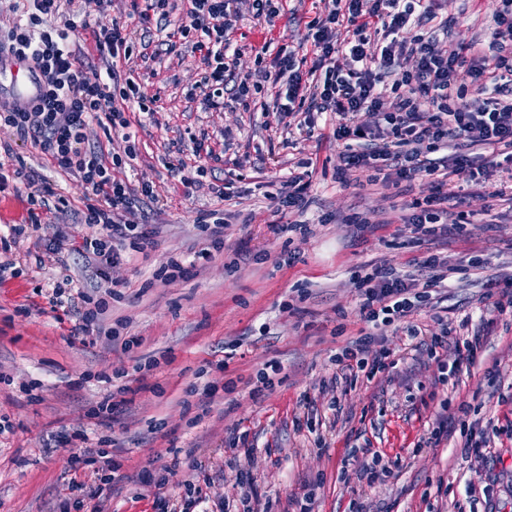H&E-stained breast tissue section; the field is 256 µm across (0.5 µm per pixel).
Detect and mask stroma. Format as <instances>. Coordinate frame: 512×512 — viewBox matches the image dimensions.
<instances>
[{"label":"stroma","instance_id":"stroma-1","mask_svg":"<svg viewBox=\"0 0 512 512\" xmlns=\"http://www.w3.org/2000/svg\"><path fill=\"white\" fill-rule=\"evenodd\" d=\"M329 7L328 0H287L285 16L271 28L245 16L232 33L242 49L239 71H254L256 51L270 37L306 51L301 17L326 16ZM499 7L498 0H441V16L452 22L449 42L488 44ZM133 66L159 92L161 108L133 126L139 159L128 178L134 184L153 181L160 201L150 207L149 221L157 227L153 246L121 266L126 286L101 317L104 327L119 328V341H71L73 317L67 307L49 302L63 272L46 258V247L59 233H85L73 214L84 186L52 166L40 146L0 129V163L8 157L4 145H11L12 154L73 206L67 213L44 214L33 228L26 196L0 193V258L21 270L0 278V371L10 377L0 381V414L16 424L13 433L0 436V512H49L51 503L78 498L89 508L96 494L106 498L109 512H155L156 497L183 493L194 465L215 467L229 456L224 437L233 428L256 438L254 460L242 470H225L216 490L236 498L240 475L253 477L270 512H282L288 497L303 495L309 484L316 489L315 512H345L355 492L367 512H380L387 502L394 512H468L470 488L485 486L493 496L479 504V512H512V437L496 438V457L483 462L462 458L452 446L421 445L435 419L434 393L448 395L452 407L478 410L481 420L512 422V328H489L482 356L447 389L438 381L437 360L411 350L403 326L389 327L384 345L396 365L387 376L337 389L342 409L324 432L327 451L297 428L305 399L328 414L321 383L338 371L331 357L364 326L357 279L376 263L406 270L427 251L401 223L406 196L394 187L363 186V174L353 169L336 181L338 147L303 133L284 134L276 115L262 119L238 107L201 111L186 96L197 79L190 49L138 58ZM202 136L226 163L188 188L167 165L193 163L192 141ZM471 155L480 170L477 182L464 172L452 182L468 192L466 209L475 223L441 252L458 268L448 316H471L476 328L488 294L512 275V201L492 195L512 173L489 167L490 150ZM306 160L313 163L306 211L312 232L303 237L277 229L266 191L269 182ZM217 181L225 184L229 201L212 194ZM220 207L233 213L223 250L183 277H157L170 255L201 249L195 226L204 212ZM355 213L366 228L347 223ZM325 214L332 215L331 223H321ZM15 224L25 232L13 240ZM476 255L485 258L483 268L470 267ZM217 360L223 373L201 376ZM271 360L283 366L281 384L250 398L247 380ZM493 370L500 373L496 391L488 385ZM209 381L218 386L210 399L204 395ZM120 386L128 389L126 411L98 414L100 403ZM53 432H81L90 443L104 442L122 464V481L111 486L91 468L73 470L66 450L44 452L42 441ZM355 446L400 458L401 466L371 487L342 482L341 461ZM172 463L176 473L164 475Z\"/></svg>","mask_w":512,"mask_h":512}]
</instances>
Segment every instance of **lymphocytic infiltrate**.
Returning a JSON list of instances; mask_svg holds the SVG:
<instances>
[{
  "label": "lymphocytic infiltrate",
  "instance_id": "lymphocytic-infiltrate-1",
  "mask_svg": "<svg viewBox=\"0 0 512 512\" xmlns=\"http://www.w3.org/2000/svg\"><path fill=\"white\" fill-rule=\"evenodd\" d=\"M325 19L311 20L306 40L308 57L288 45L264 41L256 53L257 72L240 74L238 46L229 33L242 20L243 9L253 18L274 25L282 0H130L134 24L117 19L76 20L65 16L61 0H26L25 20L0 29V44L24 57L44 78L39 102L24 112H0V128L20 140H32L59 168L75 174L87 191L80 223L88 231L81 239L57 237L52 252L60 266L69 257L92 262L102 297L78 292L70 303L76 323L71 338L88 345L106 298L121 284L114 269L127 255L152 243L147 224L134 221L140 203L158 202L152 183L131 188L122 176L137 156L130 131L131 113L154 116L158 95L148 94L128 63L138 38L158 34L166 52L185 42L198 52L200 78L189 89L190 99L203 111H223L231 105L250 108L265 87H272L281 112L297 129L313 134L317 123L328 127L340 146L337 175L356 169L369 185H414L429 181L428 195L413 198L406 224L416 240L458 236L469 218L465 196L448 182L449 171L470 166L469 150L478 145L500 149L512 159V0H500L488 49L477 43L442 46L448 22L438 16L439 0H332ZM412 28L411 41L398 37ZM91 31L104 72L88 73L78 46L83 31ZM412 68H405V61ZM393 78L400 94L384 104L379 86ZM367 111L369 123L355 124L354 114ZM99 125L123 142L116 152L86 142V130ZM311 173L292 170L270 200L277 213L291 215L289 231L308 233L301 216L308 207ZM38 171L25 162L0 163V191L9 185L30 187L32 210H62L67 201L51 186L39 185ZM454 266L441 254L413 260L409 271L373 265L357 281L360 310L369 330L352 341L335 361L346 383L374 379L388 367L390 352L382 331L403 323L415 350L436 353L451 349L447 370L456 375L473 365L484 349L483 331H469V319L451 324L433 314L436 332L413 321L430 304L432 291L447 287Z\"/></svg>",
  "mask_w": 512,
  "mask_h": 512
}]
</instances>
